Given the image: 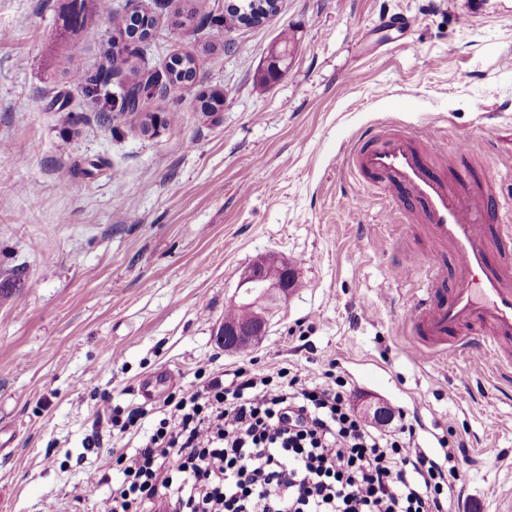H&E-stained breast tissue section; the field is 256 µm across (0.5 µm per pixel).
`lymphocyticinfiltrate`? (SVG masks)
<instances>
[{
	"instance_id": "f902f5d3",
	"label": "lymphocytic infiltrate",
	"mask_w": 512,
	"mask_h": 512,
	"mask_svg": "<svg viewBox=\"0 0 512 512\" xmlns=\"http://www.w3.org/2000/svg\"><path fill=\"white\" fill-rule=\"evenodd\" d=\"M98 512H448L462 441L364 422L331 371L287 383L240 367L167 397Z\"/></svg>"
}]
</instances>
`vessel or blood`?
Returning <instances> with one entry per match:
<instances>
[{"instance_id":"obj_1","label":"vessel or blood","mask_w":512,"mask_h":512,"mask_svg":"<svg viewBox=\"0 0 512 512\" xmlns=\"http://www.w3.org/2000/svg\"><path fill=\"white\" fill-rule=\"evenodd\" d=\"M428 129L379 126L360 133L345 157L350 173L384 200L400 224L422 218L437 247L403 251L392 273L422 271L427 284L409 316L417 353L459 357L478 350L480 369L512 364V204L497 206L492 185L467 190L447 172L468 155Z\"/></svg>"}]
</instances>
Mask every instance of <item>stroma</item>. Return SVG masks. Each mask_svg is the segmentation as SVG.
Instances as JSON below:
<instances>
[{"instance_id": "obj_1", "label": "stroma", "mask_w": 512, "mask_h": 512, "mask_svg": "<svg viewBox=\"0 0 512 512\" xmlns=\"http://www.w3.org/2000/svg\"><path fill=\"white\" fill-rule=\"evenodd\" d=\"M193 5L184 20L182 0H114L156 18L142 71L206 60L184 92L157 88L148 111L180 120L148 137L137 113L70 78L107 70L111 13L0 0V512H97L123 479L102 458L136 441L89 446L96 411L156 406L241 365L333 367L359 416L373 402L404 412L436 454L441 438L465 440L448 512H503L512 368L410 355L421 283L389 268L429 241L420 225H384L344 154L389 117L469 139L461 174L512 195V0H280L262 25L226 32L213 22L225 0ZM211 92L224 102L206 116L196 99ZM271 252L297 287L266 336L224 350L215 329L240 275Z\"/></svg>"}]
</instances>
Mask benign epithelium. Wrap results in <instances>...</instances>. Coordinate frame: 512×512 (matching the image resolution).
<instances>
[{
    "label": "benign epithelium",
    "instance_id": "1",
    "mask_svg": "<svg viewBox=\"0 0 512 512\" xmlns=\"http://www.w3.org/2000/svg\"><path fill=\"white\" fill-rule=\"evenodd\" d=\"M294 284L292 267L278 253H269L245 268L231 303L248 309L250 316L242 322L220 324L218 343L235 351L265 335L271 306L287 301Z\"/></svg>",
    "mask_w": 512,
    "mask_h": 512
}]
</instances>
